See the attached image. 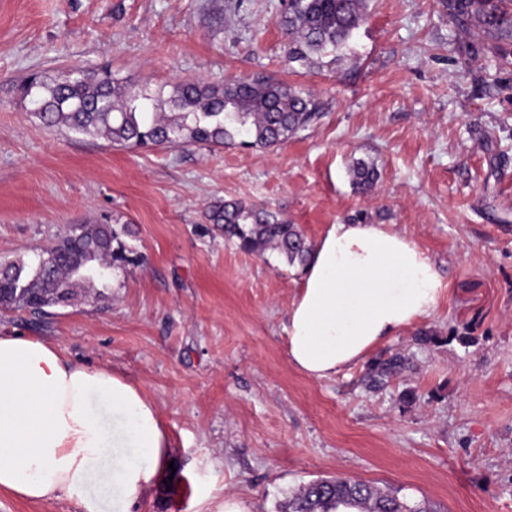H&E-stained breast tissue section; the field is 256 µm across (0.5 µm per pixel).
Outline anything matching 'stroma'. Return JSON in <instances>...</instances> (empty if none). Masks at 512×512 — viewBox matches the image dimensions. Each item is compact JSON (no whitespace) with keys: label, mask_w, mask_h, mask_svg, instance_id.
Here are the masks:
<instances>
[{"label":"stroma","mask_w":512,"mask_h":512,"mask_svg":"<svg viewBox=\"0 0 512 512\" xmlns=\"http://www.w3.org/2000/svg\"><path fill=\"white\" fill-rule=\"evenodd\" d=\"M282 0H0V263L68 225L130 224L144 260L101 301L50 315L0 309V333L116 370L155 404L171 483L135 512H218L226 496L279 512L322 478L399 490L431 512H512V45L461 32L439 0H367L354 54L289 62ZM475 44L468 54L464 45ZM106 65L139 88L271 76L320 114L287 142L126 149L49 129L19 83ZM374 187L351 184L354 160ZM265 206L317 241L332 224H388L436 263L433 316L369 361L315 380L284 327L302 267L206 233L212 201ZM432 335L417 342L419 332ZM351 176L355 188L359 192L365 193L374 186L378 174L373 165H368L365 161L359 160L354 162L351 168ZM404 364L397 356H393L386 360L375 361L368 373V383L371 387H380L389 379L398 373Z\"/></svg>","instance_id":"35a3bbf8"}]
</instances>
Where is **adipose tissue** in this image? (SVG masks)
Wrapping results in <instances>:
<instances>
[{
	"mask_svg": "<svg viewBox=\"0 0 512 512\" xmlns=\"http://www.w3.org/2000/svg\"><path fill=\"white\" fill-rule=\"evenodd\" d=\"M445 292L435 262L387 224H334L313 246L288 307V359L325 379L430 318ZM171 441L155 405L121 373L63 357L48 341L0 334V491L26 501L122 491L121 512L163 473Z\"/></svg>",
	"mask_w": 512,
	"mask_h": 512,
	"instance_id": "obj_1",
	"label": "adipose tissue"
}]
</instances>
